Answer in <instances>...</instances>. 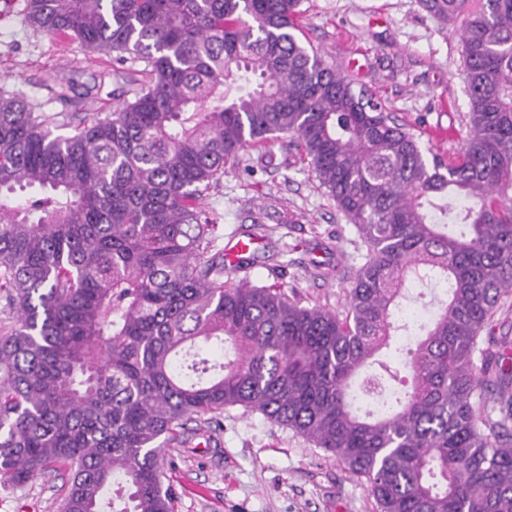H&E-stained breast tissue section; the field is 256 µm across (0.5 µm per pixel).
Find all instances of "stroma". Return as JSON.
I'll return each instance as SVG.
<instances>
[{"label":"stroma","mask_w":512,"mask_h":512,"mask_svg":"<svg viewBox=\"0 0 512 512\" xmlns=\"http://www.w3.org/2000/svg\"><path fill=\"white\" fill-rule=\"evenodd\" d=\"M25 8L26 0H0V92L22 93L38 111L70 122L78 113L111 112L146 83L144 62L58 42L26 24ZM298 26L303 45L374 94L422 147L444 157L459 150L468 110L462 44L422 0H303ZM60 76L70 82L63 98L52 90ZM200 208L218 224L224 248L263 226L243 279L280 284L305 307L345 311L366 247L288 139L228 160ZM209 436L165 452L175 512H374L365 480L262 414L226 409ZM66 496L65 473L47 470L0 485V512H63Z\"/></svg>","instance_id":"35a3bbf8"}]
</instances>
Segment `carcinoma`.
Masks as SVG:
<instances>
[{"label":"carcinoma","mask_w":512,"mask_h":512,"mask_svg":"<svg viewBox=\"0 0 512 512\" xmlns=\"http://www.w3.org/2000/svg\"><path fill=\"white\" fill-rule=\"evenodd\" d=\"M459 29L448 160L293 34L301 0H27L25 21L149 80L58 123L0 94V482L58 464L64 512H173L163 453L258 412L368 483L375 512H512V0H423ZM297 139L367 245L347 312L224 281L199 210L224 163ZM445 282L427 323L412 285ZM397 409L364 416L354 378Z\"/></svg>","instance_id":"1"}]
</instances>
